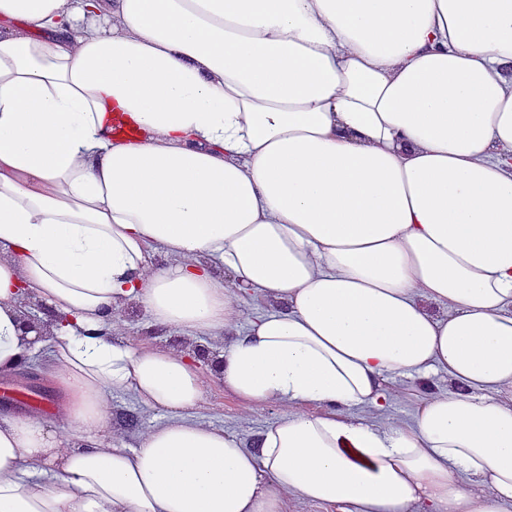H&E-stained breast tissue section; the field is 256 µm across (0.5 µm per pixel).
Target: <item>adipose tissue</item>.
<instances>
[{
	"label": "adipose tissue",
	"instance_id": "obj_1",
	"mask_svg": "<svg viewBox=\"0 0 512 512\" xmlns=\"http://www.w3.org/2000/svg\"><path fill=\"white\" fill-rule=\"evenodd\" d=\"M27 298L65 402L0 414V512H512V0H0V378ZM129 304L227 336L281 418L197 421ZM439 371L409 421L349 414ZM117 394L164 414L138 447Z\"/></svg>",
	"mask_w": 512,
	"mask_h": 512
}]
</instances>
